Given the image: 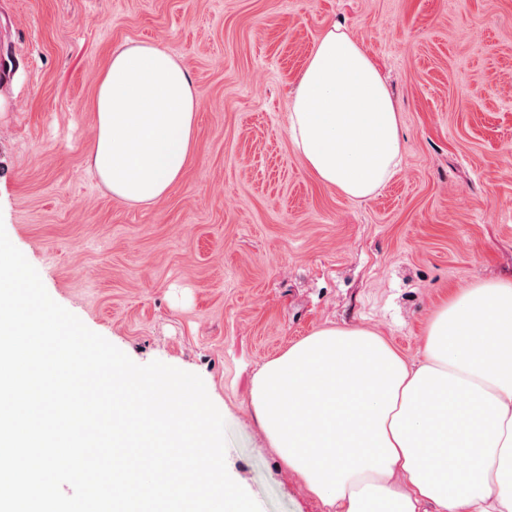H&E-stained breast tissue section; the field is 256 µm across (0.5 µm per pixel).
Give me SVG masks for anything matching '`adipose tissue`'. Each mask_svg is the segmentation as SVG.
Returning a JSON list of instances; mask_svg holds the SVG:
<instances>
[{
	"mask_svg": "<svg viewBox=\"0 0 512 512\" xmlns=\"http://www.w3.org/2000/svg\"><path fill=\"white\" fill-rule=\"evenodd\" d=\"M86 107L99 182L126 203L164 199L195 142L197 91L182 64L147 42L115 51ZM288 132L315 179L348 199L373 198L394 175L399 109L344 26L317 37ZM251 405L325 512H512V280L453 292L412 362L369 327L316 329L256 371Z\"/></svg>",
	"mask_w": 512,
	"mask_h": 512,
	"instance_id": "adipose-tissue-1",
	"label": "adipose tissue"
}]
</instances>
